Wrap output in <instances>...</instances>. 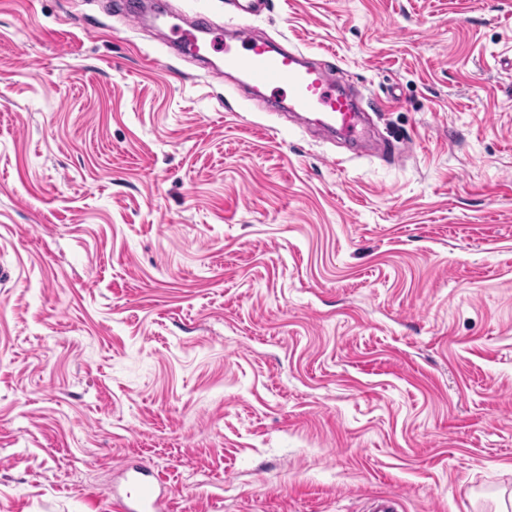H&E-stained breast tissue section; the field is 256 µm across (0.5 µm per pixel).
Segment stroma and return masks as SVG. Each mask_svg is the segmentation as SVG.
I'll use <instances>...</instances> for the list:
<instances>
[{
	"label": "stroma",
	"instance_id": "35a3bbf8",
	"mask_svg": "<svg viewBox=\"0 0 512 512\" xmlns=\"http://www.w3.org/2000/svg\"><path fill=\"white\" fill-rule=\"evenodd\" d=\"M398 161L175 56L129 0H0V512L512 499V0H266ZM128 481L136 491V495L126 494V497L113 493V512H158L163 501L162 480L147 466L131 467L126 470Z\"/></svg>",
	"mask_w": 512,
	"mask_h": 512
}]
</instances>
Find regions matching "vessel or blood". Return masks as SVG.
Instances as JSON below:
<instances>
[{"mask_svg":"<svg viewBox=\"0 0 512 512\" xmlns=\"http://www.w3.org/2000/svg\"><path fill=\"white\" fill-rule=\"evenodd\" d=\"M253 14L251 6H241L232 39H225L222 24L196 16L187 25L172 26L169 43L200 58L210 50L222 49L225 73L243 77L256 100L264 103L269 96H278L289 114H315L318 126L328 135L351 143L362 140L366 135L363 115L339 85L338 65L297 49L273 46L256 35ZM127 473L136 494L113 496L112 512H160V477L143 465L128 468Z\"/></svg>","mask_w":512,"mask_h":512,"instance_id":"obj_1","label":"vessel or blood"}]
</instances>
